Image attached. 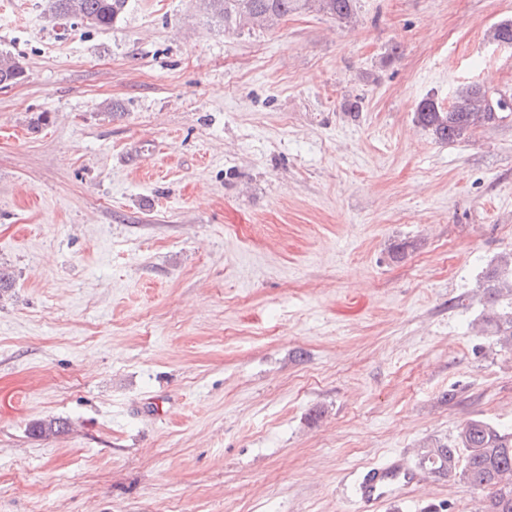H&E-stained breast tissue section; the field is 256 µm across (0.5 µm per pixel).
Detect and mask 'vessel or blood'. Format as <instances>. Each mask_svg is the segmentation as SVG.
Segmentation results:
<instances>
[{"instance_id": "vessel-or-blood-1", "label": "vessel or blood", "mask_w": 512, "mask_h": 512, "mask_svg": "<svg viewBox=\"0 0 512 512\" xmlns=\"http://www.w3.org/2000/svg\"><path fill=\"white\" fill-rule=\"evenodd\" d=\"M423 481V475L409 468L403 456L390 457L385 464L361 474L357 489L361 512H375L385 502L404 498Z\"/></svg>"}]
</instances>
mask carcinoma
<instances>
[{
    "mask_svg": "<svg viewBox=\"0 0 512 512\" xmlns=\"http://www.w3.org/2000/svg\"><path fill=\"white\" fill-rule=\"evenodd\" d=\"M130 0H47L48 14L74 19L103 29L120 21ZM203 10L224 23V30L249 26L277 27L288 15L307 11L330 15L339 21L354 16L356 0H200ZM512 37V20L493 25L487 38L496 44ZM23 68L8 54L0 55V86L17 83ZM512 115V100L488 98L479 83L459 86L451 105L444 108L431 98L421 100L415 112L417 124L444 143L460 142L481 126L494 125ZM484 295L490 310L483 323L495 344L512 350V278L493 269L487 276ZM64 423L49 419L33 426V432L49 438L62 432ZM417 466L437 476H460L485 493L479 512H512V431L483 419H469L451 443L434 441L420 449Z\"/></svg>",
    "mask_w": 512,
    "mask_h": 512,
    "instance_id": "obj_1",
    "label": "carcinoma"
}]
</instances>
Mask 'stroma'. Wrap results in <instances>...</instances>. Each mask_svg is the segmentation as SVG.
I'll list each match as a JSON object with an SVG mask.
<instances>
[{
	"label": "stroma",
	"instance_id": "stroma-1",
	"mask_svg": "<svg viewBox=\"0 0 512 512\" xmlns=\"http://www.w3.org/2000/svg\"><path fill=\"white\" fill-rule=\"evenodd\" d=\"M0 0V512H358L348 474L512 429L480 324L512 257V0H357L225 32L197 0L105 29ZM362 109L350 111L352 102ZM57 419L64 432L32 436ZM460 476L378 512H475ZM479 83L460 85L448 108L431 98L422 99L415 112L417 124L444 143L460 142L481 126L494 125L512 115V100L504 102L490 96Z\"/></svg>",
	"mask_w": 512,
	"mask_h": 512
}]
</instances>
